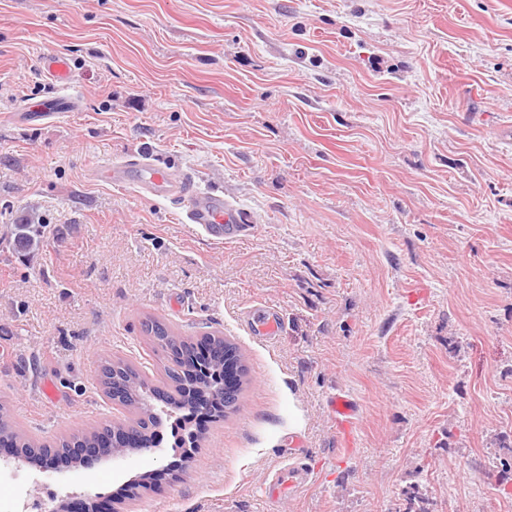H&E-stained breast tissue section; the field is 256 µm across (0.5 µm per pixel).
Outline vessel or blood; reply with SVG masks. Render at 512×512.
<instances>
[{"label":"vessel or blood","instance_id":"b4317fda","mask_svg":"<svg viewBox=\"0 0 512 512\" xmlns=\"http://www.w3.org/2000/svg\"><path fill=\"white\" fill-rule=\"evenodd\" d=\"M39 72L56 89V104L69 101L68 91L74 85L75 70L68 58L59 54L41 56ZM92 178L107 185L130 183L153 196L176 201L187 222L200 226L213 240L238 236L246 227L245 214L224 197L195 190L193 175L172 177L148 154L120 164L101 162L94 168ZM309 479L308 470L292 467L273 486L272 492L277 496L296 494Z\"/></svg>","mask_w":512,"mask_h":512}]
</instances>
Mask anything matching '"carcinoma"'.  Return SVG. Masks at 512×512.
I'll use <instances>...</instances> for the list:
<instances>
[{
    "label": "carcinoma",
    "instance_id": "obj_1",
    "mask_svg": "<svg viewBox=\"0 0 512 512\" xmlns=\"http://www.w3.org/2000/svg\"><path fill=\"white\" fill-rule=\"evenodd\" d=\"M15 243L24 249L38 248L42 244L41 237L32 224L14 225ZM146 331L151 335L158 347L166 354V379L163 386H151L134 367L121 360L104 358L97 364L99 386L103 393L120 395V404L132 410V415L122 422H105L88 434L62 437L51 445L27 439L17 432L14 436L13 446L27 457H38L44 453H52L60 462H72L77 459V449L100 446L104 438L111 431H119L124 427H131L141 432L154 429L161 422L154 410L144 399L152 393H159L166 397L171 409V416L175 417V425L181 430L175 447L185 449L194 448L197 443V434L186 427L185 411L193 404L192 395L198 392L206 397V403L221 407L219 416L224 417L233 412L238 400L240 385H235L233 394L229 395L222 389L223 381L218 372L223 365L233 360L242 362L236 346L223 336L216 333L206 335L209 346V369L211 376H201L195 371L190 362L184 358L180 347V338L175 336L163 323L151 319L146 324Z\"/></svg>",
    "mask_w": 512,
    "mask_h": 512
}]
</instances>
